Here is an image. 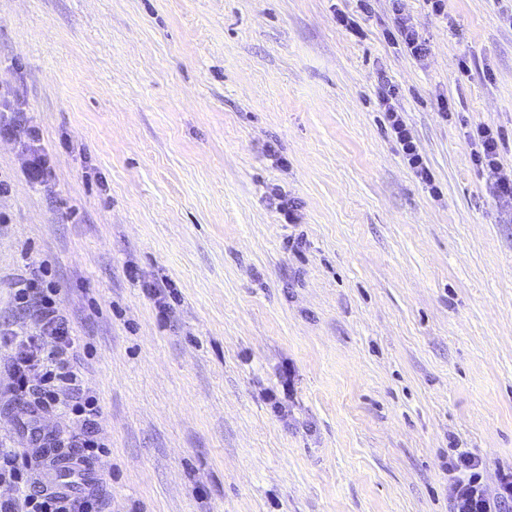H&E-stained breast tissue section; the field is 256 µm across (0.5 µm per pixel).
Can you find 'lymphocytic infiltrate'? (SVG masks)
<instances>
[{
    "instance_id": "f902f5d3",
    "label": "lymphocytic infiltrate",
    "mask_w": 512,
    "mask_h": 512,
    "mask_svg": "<svg viewBox=\"0 0 512 512\" xmlns=\"http://www.w3.org/2000/svg\"><path fill=\"white\" fill-rule=\"evenodd\" d=\"M394 96L392 87H381L379 99L390 136L413 174L430 193H438L413 130ZM0 108L8 113L0 121V133L29 148L30 158L24 170L27 180L48 185L51 171L46 155L37 144V129L20 106L6 100L0 102ZM466 136L472 145L473 165L496 175L489 186L493 199L512 207V176L502 172V151L512 142V134L501 127L481 123L470 127ZM57 296V288L44 284L40 276L20 281L15 300L20 310L33 320L35 329L27 335L0 338V343L10 351L7 370L14 402L43 414L67 409L79 420L81 428L44 436L38 442V450L31 455L0 448V481L18 490L17 496L0 500V512H104L98 492L62 497L45 488L32 471L33 458L44 459L52 452L73 463L87 465L105 456L108 448L102 436L97 399L85 387L74 365L78 338ZM484 469L482 458L468 452L449 459L448 500L452 512H504L512 504V469L499 470L491 487L482 480Z\"/></svg>"
}]
</instances>
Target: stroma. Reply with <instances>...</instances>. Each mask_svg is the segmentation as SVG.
Returning a JSON list of instances; mask_svg holds the SVG:
<instances>
[{
    "instance_id": "stroma-1",
    "label": "stroma",
    "mask_w": 512,
    "mask_h": 512,
    "mask_svg": "<svg viewBox=\"0 0 512 512\" xmlns=\"http://www.w3.org/2000/svg\"><path fill=\"white\" fill-rule=\"evenodd\" d=\"M402 4L424 60L386 39L392 0H0V92L52 167L31 185L0 137V331L32 330L16 285L45 266L107 512H450L449 455L512 468V211L466 137L512 128V0ZM382 75L440 196L383 126ZM6 365L0 447L79 430L17 420ZM150 296L155 299V305L159 309V316L162 320L167 321L172 313V306L167 299L172 300L175 289L172 284L162 283V286L155 285L147 288Z\"/></svg>"
}]
</instances>
